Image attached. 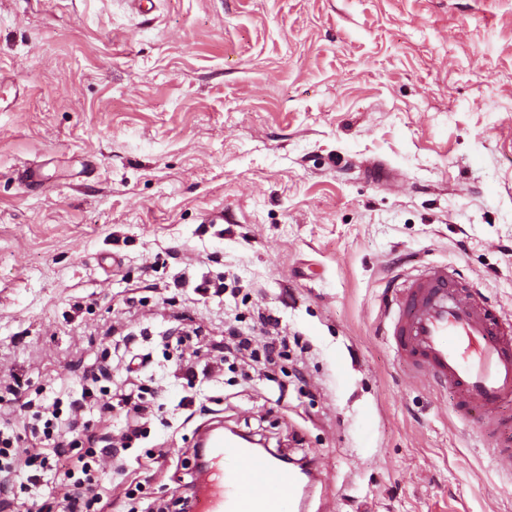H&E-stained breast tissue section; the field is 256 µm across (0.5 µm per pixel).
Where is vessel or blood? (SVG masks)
I'll return each instance as SVG.
<instances>
[{
	"label": "vessel or blood",
	"mask_w": 512,
	"mask_h": 512,
	"mask_svg": "<svg viewBox=\"0 0 512 512\" xmlns=\"http://www.w3.org/2000/svg\"><path fill=\"white\" fill-rule=\"evenodd\" d=\"M384 333L413 375L453 388L456 410L468 416L512 400V317L492 311L462 292L440 263L427 265L402 285L390 287ZM478 438L498 439L493 453L512 458V430L480 421ZM203 479L193 498L195 512H297L303 491L296 477L273 457L246 444L206 434Z\"/></svg>",
	"instance_id": "obj_1"
}]
</instances>
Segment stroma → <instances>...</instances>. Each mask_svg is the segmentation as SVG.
Wrapping results in <instances>:
<instances>
[{
	"label": "stroma",
	"instance_id": "1",
	"mask_svg": "<svg viewBox=\"0 0 512 512\" xmlns=\"http://www.w3.org/2000/svg\"><path fill=\"white\" fill-rule=\"evenodd\" d=\"M0 74V406L22 445V402L104 366L152 409L124 475L103 464L104 512H135L159 455L145 496L190 512L219 421L312 464L302 512H512V464L380 331L387 285L430 262L512 316V0H0ZM231 328L291 337L288 358L225 364ZM130 423L88 408L65 440Z\"/></svg>",
	"mask_w": 512,
	"mask_h": 512
}]
</instances>
